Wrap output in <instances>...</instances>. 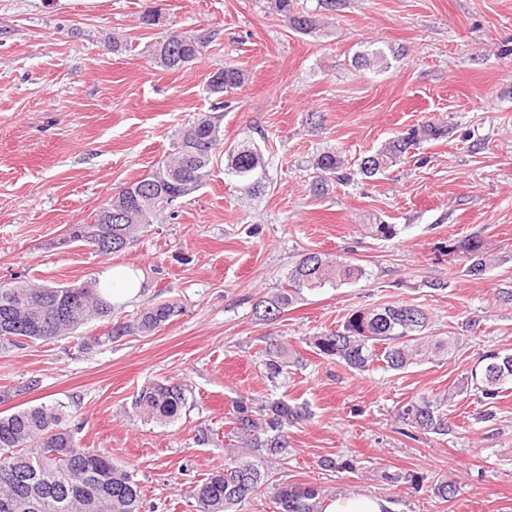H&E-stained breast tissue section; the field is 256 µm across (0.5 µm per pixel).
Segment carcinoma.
<instances>
[{"instance_id":"1","label":"carcinoma","mask_w":512,"mask_h":512,"mask_svg":"<svg viewBox=\"0 0 512 512\" xmlns=\"http://www.w3.org/2000/svg\"><path fill=\"white\" fill-rule=\"evenodd\" d=\"M282 21L299 33H312L318 19L295 7L294 0H276ZM207 40L201 35L174 30L151 44L150 62L175 72L202 58ZM360 68L378 70L387 65L383 49L363 51L355 57ZM207 82L208 93L222 95L244 83V70L226 65ZM448 133V126L435 118L408 128L364 157L360 172L368 177L384 174L400 164L408 151L423 141ZM222 140L219 117L202 113L180 130L173 153L159 161L139 180L113 191L112 223L103 222L105 207L95 213L92 224H73L69 241L96 245L112 236L111 254L135 241L140 229L154 223L167 208L166 196L182 192L190 196L208 179ZM225 172L240 194L259 191L267 179L268 163L258 145L242 141L225 151ZM320 193L330 179L341 181L344 160L334 152H324L313 161ZM466 272L482 274L490 261L485 240L472 236L460 246ZM365 270L341 259L318 253L300 258L288 272V284L255 302V314L272 323L290 308L303 291L327 285L338 286L359 280ZM112 313V304L91 289L40 286L26 282L0 283V346H25L30 342H50L75 333L93 318ZM179 315L174 302L147 305L136 319L118 323L104 334L109 341L124 336H150ZM429 314L407 302L377 307H361L347 314L339 327L313 339L317 354L337 358L348 367L367 371L376 361L395 371L454 353L459 338L430 336ZM290 364L288 346L272 343L266 350L264 368L275 381ZM466 381L489 406L512 389V354L491 351L470 370ZM187 404L186 389L167 380L144 386L134 397L132 412L143 420L161 423L178 419ZM308 407L273 400L258 407L243 397L235 402L232 431L225 444L224 470L208 475L194 488L196 512H237L239 504L264 489L274 458L288 453L286 427L306 419ZM403 425L442 434L448 431L447 414L429 400L411 403L398 412ZM274 498L279 512H322L323 489L312 484H281ZM142 488L134 475L101 450L79 446L72 430L63 424L62 405L40 404L0 416V512H142Z\"/></svg>"}]
</instances>
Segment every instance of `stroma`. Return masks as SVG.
Instances as JSON below:
<instances>
[{"mask_svg":"<svg viewBox=\"0 0 512 512\" xmlns=\"http://www.w3.org/2000/svg\"><path fill=\"white\" fill-rule=\"evenodd\" d=\"M297 3L319 19L317 33L289 29L274 0H0V282L76 286L111 263L148 283L111 320L0 351V412L62 404L80 446L133 473L143 512H194L191 492L223 468L243 396L305 402L311 416L289 427L287 459L239 512H278L272 487L282 482L319 486L328 499L369 493L395 512H512V389L485 421L464 385L482 353H512V0ZM149 6L158 24L140 23ZM171 28L209 37L205 57L178 72L151 65L148 45ZM109 33L122 36L120 51L105 49ZM371 47L385 51L384 72L356 68ZM227 64L246 79L221 98L224 142L261 147L264 188L239 198L218 162L172 219L129 248L105 255L68 241L71 225L93 223L116 187L145 176L178 130L211 110L219 98L208 78ZM431 117L452 134L421 142L389 174H360L364 156ZM325 151L343 157L350 179L317 194L312 162ZM380 222L397 235H372ZM474 235L495 256L479 276L458 252ZM308 252L365 275L303 292L264 324L254 303ZM163 301L181 312L155 335L102 341L110 321ZM396 301L425 308L431 335L458 337L455 352L364 373L316 354L311 337L351 310ZM84 336L99 342L82 346ZM273 337L300 360L271 381L263 360ZM155 379L186 387L179 419L132 416L135 394ZM421 400L440 401L447 434L401 435L398 412ZM201 426L212 431L205 445ZM343 459L354 469H338ZM387 472L421 483H390ZM445 481L457 487L447 501L434 492Z\"/></svg>","mask_w":512,"mask_h":512,"instance_id":"stroma-1","label":"stroma"}]
</instances>
